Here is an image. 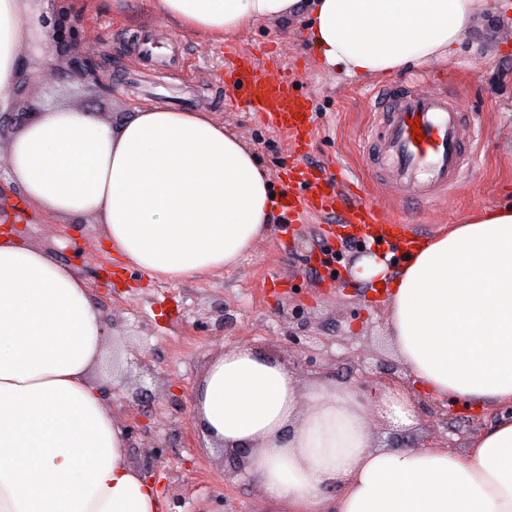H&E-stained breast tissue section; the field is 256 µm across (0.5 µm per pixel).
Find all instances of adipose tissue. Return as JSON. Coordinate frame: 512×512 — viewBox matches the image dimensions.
Here are the masks:
<instances>
[{"mask_svg": "<svg viewBox=\"0 0 512 512\" xmlns=\"http://www.w3.org/2000/svg\"><path fill=\"white\" fill-rule=\"evenodd\" d=\"M152 12L212 41L300 13L324 65L378 77L448 60L491 0H150ZM55 0H0V112L50 79ZM0 201L47 224L97 225L112 255L182 281L224 271L266 239L268 177L211 112L161 104L122 119L59 102L0 149ZM387 283V341L420 394L500 409L465 453L387 448L373 417L409 430L415 394L362 396L298 381L241 345L217 354L194 393L208 448L247 450L264 512H512V206L472 214L390 270L379 253L351 270ZM108 339L85 280L40 246L0 242V512H159L100 393Z\"/></svg>", "mask_w": 512, "mask_h": 512, "instance_id": "adipose-tissue-1", "label": "adipose tissue"}]
</instances>
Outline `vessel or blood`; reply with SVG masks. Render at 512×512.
Returning a JSON list of instances; mask_svg holds the SVG:
<instances>
[{
    "mask_svg": "<svg viewBox=\"0 0 512 512\" xmlns=\"http://www.w3.org/2000/svg\"><path fill=\"white\" fill-rule=\"evenodd\" d=\"M224 69L231 84L225 103L253 114L268 130L290 135L298 145L285 169L291 178L281 205L282 227L308 223L312 216L335 224L355 226L362 235L390 247L398 224L379 205L365 198L361 188L339 165L310 158L316 114L310 95L299 92L292 78L272 70L260 73L235 51L224 54ZM373 100L375 131L368 141V163L396 190L410 191L415 202L447 196L476 161L478 129L455 97L414 90L411 83L376 84ZM419 128H412V119ZM421 139H413V131Z\"/></svg>",
    "mask_w": 512,
    "mask_h": 512,
    "instance_id": "vessel-or-blood-1",
    "label": "vessel or blood"
}]
</instances>
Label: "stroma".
<instances>
[{
	"label": "stroma",
	"instance_id": "35a3bbf8",
	"mask_svg": "<svg viewBox=\"0 0 512 512\" xmlns=\"http://www.w3.org/2000/svg\"><path fill=\"white\" fill-rule=\"evenodd\" d=\"M89 0L84 14L73 20L81 32L77 53L98 59L111 94L74 84L72 97L93 112H111L154 102L136 92L135 82L166 85L182 98L181 108H205L223 121L253 152L271 184H279L282 167L294 151L287 134L264 130L248 113L224 107V52L250 58L268 69L274 52L301 91L311 93L318 113L313 158H328L359 177L364 195L386 209L408 230L432 235L462 223L483 208L512 203V10L477 13L470 33L448 61L381 76L384 84L425 74L421 88L448 91L483 129L473 172L446 198L426 204L411 218L410 200L378 179L366 163V143L373 114L366 94L371 79L350 78L326 67L307 37L306 17L258 23L223 43L203 35H185L165 21L146 19L147 0ZM149 30L168 46L173 63H145L131 48L134 33ZM22 240L44 247L57 261L74 267L85 279L108 335L125 340L131 349L151 357L156 376L141 382L156 393L150 406L134 401L131 390L107 395L106 401L123 426L147 424L148 430L128 440V454L139 468L148 464L142 448L160 443L172 432L177 444L168 448L158 469L166 486L162 496L170 512L172 496L179 512H261L253 479L235 472L225 478L229 462L206 448L195 422L192 396L208 362L216 354L248 344L291 366L304 382L315 379L284 340L288 317L300 310L298 333L325 336L322 365L362 369L388 358L385 292L354 281L352 263L369 253V244L347 246L346 233L326 236L320 221L297 226L294 234L271 224L268 237L221 273L184 281H163L113 262L106 242L94 227L80 222L18 224Z\"/></svg>",
	"mask_w": 512,
	"mask_h": 512
}]
</instances>
